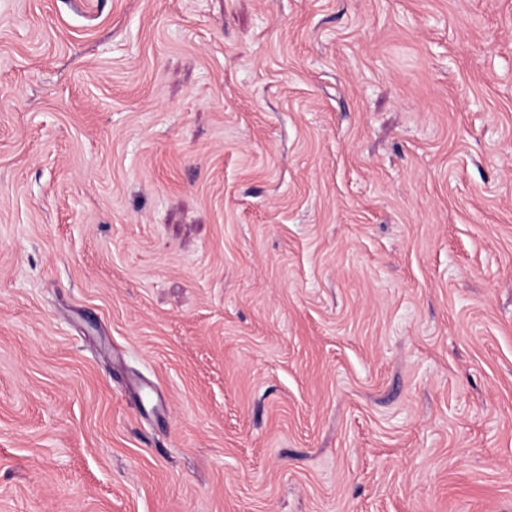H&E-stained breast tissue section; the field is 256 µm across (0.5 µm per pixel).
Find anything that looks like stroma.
Wrapping results in <instances>:
<instances>
[{"label": "stroma", "instance_id": "stroma-1", "mask_svg": "<svg viewBox=\"0 0 512 512\" xmlns=\"http://www.w3.org/2000/svg\"><path fill=\"white\" fill-rule=\"evenodd\" d=\"M0 512H512V0H0Z\"/></svg>", "mask_w": 512, "mask_h": 512}]
</instances>
